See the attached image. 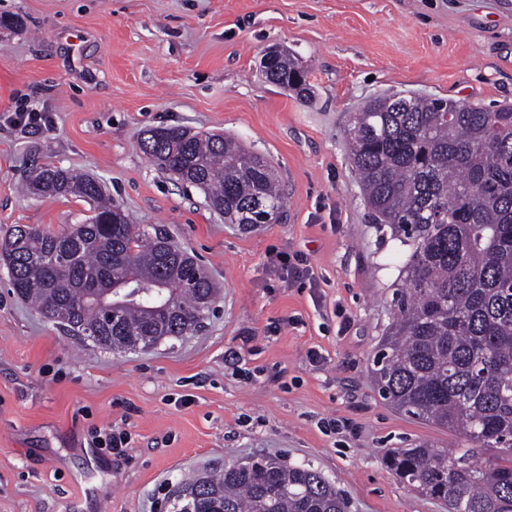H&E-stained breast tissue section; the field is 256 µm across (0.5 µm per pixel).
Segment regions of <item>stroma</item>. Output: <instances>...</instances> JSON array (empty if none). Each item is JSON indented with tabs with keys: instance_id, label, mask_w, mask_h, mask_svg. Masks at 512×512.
I'll return each mask as SVG.
<instances>
[{
	"instance_id": "35a3bbf8",
	"label": "stroma",
	"mask_w": 512,
	"mask_h": 512,
	"mask_svg": "<svg viewBox=\"0 0 512 512\" xmlns=\"http://www.w3.org/2000/svg\"><path fill=\"white\" fill-rule=\"evenodd\" d=\"M0 14L19 20L0 27V236L87 219L81 198L20 190L33 167L76 169L222 286L197 333L113 353L14 297L0 266V512H164L193 470L254 454L321 471L350 512H444L382 463L467 441L374 387L407 249L371 224L345 132L384 93L512 106V0H0ZM272 45L307 71L309 101L262 78ZM19 111L46 126H14ZM159 126L266 156L283 220L225 223L147 161L140 140ZM276 251L304 256L311 284L274 268ZM106 426L124 456L95 449Z\"/></svg>"
}]
</instances>
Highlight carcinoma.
Here are the masks:
<instances>
[{
	"mask_svg": "<svg viewBox=\"0 0 512 512\" xmlns=\"http://www.w3.org/2000/svg\"><path fill=\"white\" fill-rule=\"evenodd\" d=\"M308 99L289 52L262 71ZM372 223L408 247L394 313L373 358L380 396L398 411L498 452L418 444L382 462L447 512H512V107L486 109L403 93L353 113L347 134ZM175 181L201 189L226 224L282 219L278 172L224 134L156 127L140 142ZM25 191L76 196L94 216L56 234L16 224L0 238L12 292L48 321L108 350L151 347L203 327L219 287L200 259L128 222L94 176L34 167ZM169 512H347V498L310 466L254 456L180 480Z\"/></svg>",
	"mask_w": 512,
	"mask_h": 512,
	"instance_id": "carcinoma-1",
	"label": "carcinoma"
}]
</instances>
